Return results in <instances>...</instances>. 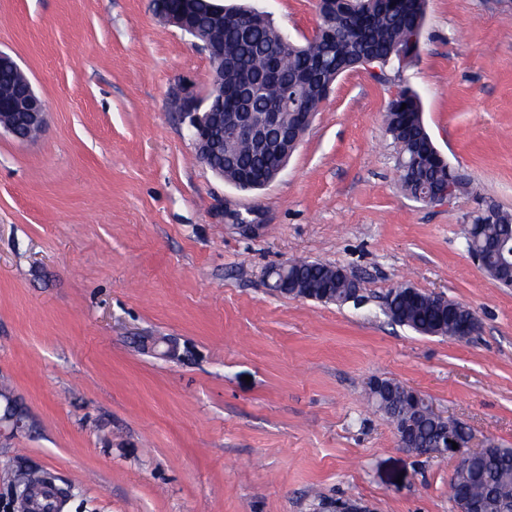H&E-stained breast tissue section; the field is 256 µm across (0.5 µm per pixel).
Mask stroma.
Returning a JSON list of instances; mask_svg holds the SVG:
<instances>
[{
	"label": "stroma",
	"mask_w": 512,
	"mask_h": 512,
	"mask_svg": "<svg viewBox=\"0 0 512 512\" xmlns=\"http://www.w3.org/2000/svg\"><path fill=\"white\" fill-rule=\"evenodd\" d=\"M247 2L296 44L320 23L318 0ZM0 51L48 110L35 141L0 133V378L28 416L0 435V512L24 466L69 486L63 512H458V455L402 448L368 383L417 390L471 448L512 447V288L467 251L474 197L402 190L385 114L415 91L448 163L512 212V0H428L418 51L339 76L259 191L196 160L172 100L206 95L209 58L153 0H0ZM295 259L344 268L362 303L269 291ZM401 285L470 307L478 332L393 322Z\"/></svg>",
	"instance_id": "obj_1"
}]
</instances>
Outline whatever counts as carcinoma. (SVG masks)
Segmentation results:
<instances>
[{
  "instance_id": "cac0c4a2",
  "label": "carcinoma",
  "mask_w": 512,
  "mask_h": 512,
  "mask_svg": "<svg viewBox=\"0 0 512 512\" xmlns=\"http://www.w3.org/2000/svg\"><path fill=\"white\" fill-rule=\"evenodd\" d=\"M215 0H169L174 11L188 9L191 19L200 27L215 32L224 39L228 66L224 70V90L233 91L259 77L278 58L280 82L308 73L311 78L299 90L303 111L316 112L327 99L331 83L343 72L377 59L384 66L392 60L399 62L414 54L425 21L426 0H336V31L321 29L304 45L284 42L280 30L270 17L250 15L241 6L224 9V27L214 25L212 8ZM20 88L22 77L10 67L0 65V87ZM419 98L407 89L399 91L390 102L385 115L387 132L399 152L408 157V170L399 174L402 190L413 197L419 190L411 168L418 170L428 184L448 180L456 194H470L471 180L448 163L437 159L436 148L423 124ZM279 157L273 151L256 152L247 146L230 145L213 158V165L224 167V177L238 174L254 182L268 178L278 166ZM494 241L505 244V254L486 252L485 244ZM467 244L486 254L485 265L494 268L498 283L512 284V213L499 210L498 219L489 222L482 216L471 224ZM326 264L296 260L291 276L309 287L329 283L336 292V303H344L346 286L340 280L327 281ZM387 315L396 323L407 326L423 336L448 337L453 328L448 324V306L436 303L424 293L409 295L394 289L386 297ZM376 407L391 421L398 422L411 414L406 399L389 401L378 396ZM418 447L430 448L438 442L439 432L430 413L421 412L417 425ZM38 487L32 491L36 508L41 512H60L67 491L54 482L49 473L36 475ZM467 487L475 497L490 493L512 500V448L495 445L470 465L453 475L449 483L452 500H457V488Z\"/></svg>"
}]
</instances>
